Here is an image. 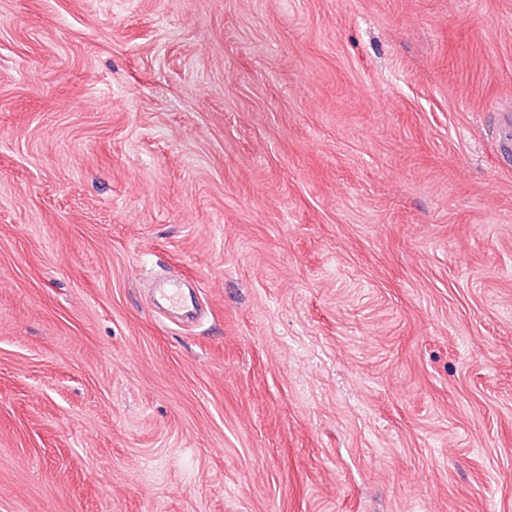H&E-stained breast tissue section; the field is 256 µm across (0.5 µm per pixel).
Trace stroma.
<instances>
[{"label": "stroma", "instance_id": "35a3bbf8", "mask_svg": "<svg viewBox=\"0 0 512 512\" xmlns=\"http://www.w3.org/2000/svg\"><path fill=\"white\" fill-rule=\"evenodd\" d=\"M0 512H512V0H0Z\"/></svg>", "mask_w": 512, "mask_h": 512}]
</instances>
